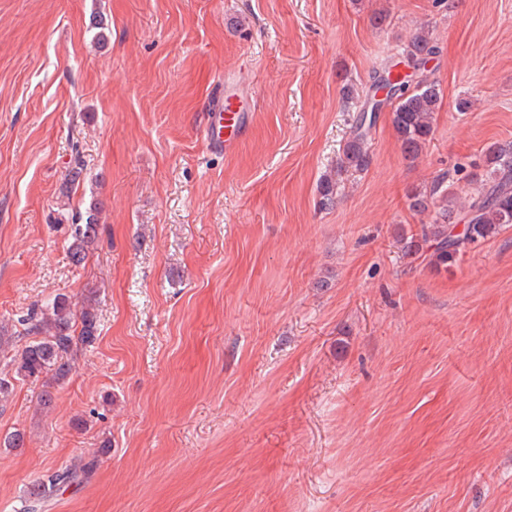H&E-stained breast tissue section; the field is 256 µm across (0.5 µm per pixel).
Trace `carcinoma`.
Listing matches in <instances>:
<instances>
[{
  "mask_svg": "<svg viewBox=\"0 0 512 512\" xmlns=\"http://www.w3.org/2000/svg\"><path fill=\"white\" fill-rule=\"evenodd\" d=\"M439 53V47L426 30L415 33L405 48V57L416 73L427 72V64ZM376 89L387 86L392 97L372 102L371 111L383 105L390 106L392 127L400 142L404 158L415 161L433 132V114L438 111L442 94L435 80L424 77L414 84L402 78L392 79L390 69L373 76ZM374 122L367 121L365 110H360L352 125L350 137L336 157L334 167L319 184L323 205H331L339 194L342 175L350 170L363 171L371 164L367 141ZM475 192L460 205L448 202L445 177L432 182L427 190L407 192L409 210L425 213L437 202L442 206L435 212L430 224H423L416 233H402L400 243L405 255L428 253L430 266L439 271L448 269L468 246L486 241L501 229L512 224V142L494 143L486 149L485 169L471 175ZM102 203L92 200L85 210L71 216L68 249L72 259L83 263L98 240ZM464 222L462 231L457 223ZM26 334L32 337L25 346L10 356L14 374L22 380H38L51 376L54 384L63 383L70 371V360L79 346L91 345L98 332L95 295H89L76 309L62 295H58L33 310ZM96 467L91 459L78 468L54 472L34 485L31 499L45 501L57 495L66 484L74 482L78 473Z\"/></svg>",
  "mask_w": 512,
  "mask_h": 512,
  "instance_id": "carcinoma-1",
  "label": "carcinoma"
}]
</instances>
